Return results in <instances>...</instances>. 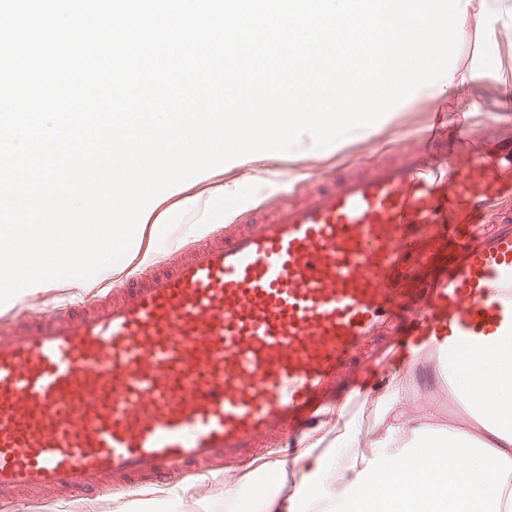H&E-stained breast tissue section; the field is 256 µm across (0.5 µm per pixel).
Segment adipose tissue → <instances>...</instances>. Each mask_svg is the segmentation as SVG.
<instances>
[{"label":"adipose tissue","mask_w":512,"mask_h":512,"mask_svg":"<svg viewBox=\"0 0 512 512\" xmlns=\"http://www.w3.org/2000/svg\"><path fill=\"white\" fill-rule=\"evenodd\" d=\"M477 373L412 352L396 360L364 436L358 411L336 408V435L307 439L292 461L298 483L265 496L262 512H503L502 481L512 475V336L491 335ZM441 378L466 410L445 426L419 379Z\"/></svg>","instance_id":"adipose-tissue-1"}]
</instances>
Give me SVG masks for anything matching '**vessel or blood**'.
<instances>
[{
	"label": "vessel or blood",
	"instance_id": "b4317fda",
	"mask_svg": "<svg viewBox=\"0 0 512 512\" xmlns=\"http://www.w3.org/2000/svg\"><path fill=\"white\" fill-rule=\"evenodd\" d=\"M482 119L477 137L434 122L104 295L0 315V494L241 468L400 336L469 365L512 330V137Z\"/></svg>",
	"mask_w": 512,
	"mask_h": 512
}]
</instances>
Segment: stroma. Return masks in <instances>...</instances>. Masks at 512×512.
Returning a JSON list of instances; mask_svg holds the SVG:
<instances>
[{"label":"stroma","mask_w":512,"mask_h":512,"mask_svg":"<svg viewBox=\"0 0 512 512\" xmlns=\"http://www.w3.org/2000/svg\"><path fill=\"white\" fill-rule=\"evenodd\" d=\"M471 9L495 14L498 21L487 31L466 23L459 34V45L451 67L459 72H482L484 85L466 82L451 87L441 97L413 99L385 114L371 126L369 133H352L329 147L315 149L303 156L294 152H266L236 159L212 169L210 178L197 176L183 183L180 192L161 194L147 207L146 217L151 220L169 219L177 214L182 224L189 223L194 218L189 207L190 199L209 196L223 185L237 188L249 183L263 198L287 194L295 186L308 190L314 186L322 165L336 162L350 170L360 169L371 158L382 156L419 133L429 112L437 109L447 112L449 129L463 126L474 133L482 132L481 116L474 110L475 101L481 87L492 90L505 80L504 58L512 53V0H471ZM142 252V247L133 248L128 264L112 265L110 270L101 271L91 278L84 287L73 288L64 283L16 302L15 311L21 316L37 317L72 298H89L112 288L129 278L128 265L139 262ZM284 455V450L273 446L252 469L176 480L174 488L180 496L174 501L168 499L166 488L156 487L137 492H105L97 500L86 502L54 496L45 505L36 506L19 500L0 506V512H114L115 508L123 505L129 512H225V489L231 485L239 488L249 499L253 512H258L262 496L276 491L280 484L279 476L270 465Z\"/></svg>","instance_id":"35a3bbf8"}]
</instances>
